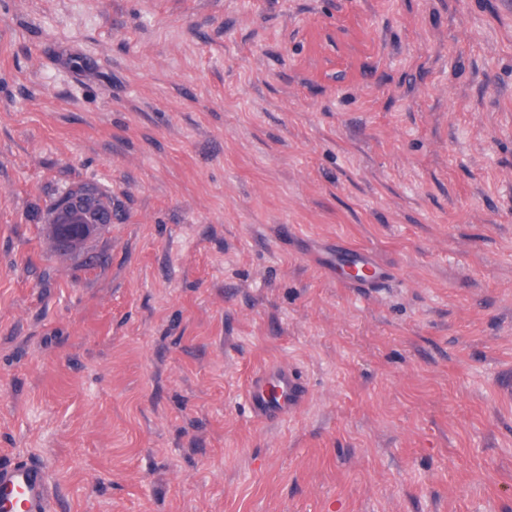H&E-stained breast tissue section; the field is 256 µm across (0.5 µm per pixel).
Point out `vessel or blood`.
Returning a JSON list of instances; mask_svg holds the SVG:
<instances>
[{"instance_id": "obj_1", "label": "vessel or blood", "mask_w": 512, "mask_h": 512, "mask_svg": "<svg viewBox=\"0 0 512 512\" xmlns=\"http://www.w3.org/2000/svg\"><path fill=\"white\" fill-rule=\"evenodd\" d=\"M308 396L302 376L277 364L258 371L245 389L252 417L266 424L286 420ZM50 502V478L42 465L33 461L0 462V512H49Z\"/></svg>"}]
</instances>
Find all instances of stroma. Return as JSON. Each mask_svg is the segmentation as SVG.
Here are the masks:
<instances>
[{
    "label": "stroma",
    "mask_w": 512,
    "mask_h": 512,
    "mask_svg": "<svg viewBox=\"0 0 512 512\" xmlns=\"http://www.w3.org/2000/svg\"><path fill=\"white\" fill-rule=\"evenodd\" d=\"M0 458L50 512H512V0H0ZM59 199L53 201L49 208V215L51 216L54 212V207ZM54 224H49V234L53 241L55 251L61 258H68L78 251L82 250L84 244L91 238H93L100 231L101 227L105 224L112 222V215L100 214L97 216L96 222H92L91 218L88 217L80 207L79 196H65L56 205V211L54 214ZM59 224H93L86 230V233L81 236L74 237L68 245L62 247L59 245ZM342 255H351L355 258L356 262L361 266L369 268L370 270L377 272V276L375 279L354 282L351 280H346V283L350 288H379L383 284H385L389 279V274L384 271L378 263L375 261L372 251L365 249H358L352 252L345 251L341 247L336 246L335 249L328 251L323 260L330 267L335 264L337 266L338 260ZM309 389L300 374L286 366L270 364L248 382L245 397L253 418L265 424L277 423L308 399Z\"/></svg>",
    "instance_id": "obj_1"
}]
</instances>
